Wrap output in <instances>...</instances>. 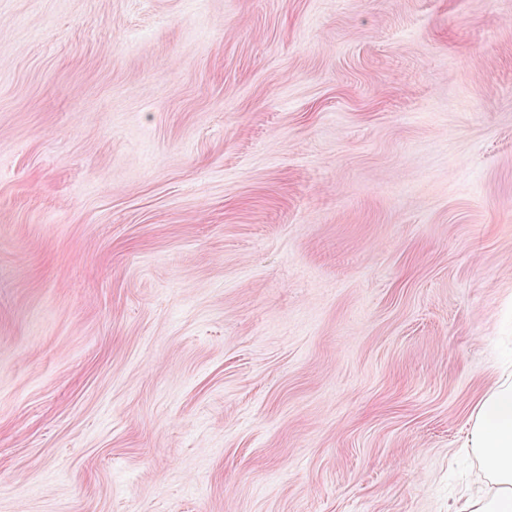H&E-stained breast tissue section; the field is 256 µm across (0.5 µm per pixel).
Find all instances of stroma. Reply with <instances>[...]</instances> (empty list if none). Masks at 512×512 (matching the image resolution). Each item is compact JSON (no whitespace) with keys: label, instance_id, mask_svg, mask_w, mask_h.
Segmentation results:
<instances>
[{"label":"stroma","instance_id":"obj_1","mask_svg":"<svg viewBox=\"0 0 512 512\" xmlns=\"http://www.w3.org/2000/svg\"><path fill=\"white\" fill-rule=\"evenodd\" d=\"M512 368V0H0V512H452Z\"/></svg>","mask_w":512,"mask_h":512}]
</instances>
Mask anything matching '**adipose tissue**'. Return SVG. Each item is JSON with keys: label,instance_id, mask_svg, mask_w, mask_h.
I'll return each mask as SVG.
<instances>
[{"label": "adipose tissue", "instance_id": "obj_1", "mask_svg": "<svg viewBox=\"0 0 512 512\" xmlns=\"http://www.w3.org/2000/svg\"><path fill=\"white\" fill-rule=\"evenodd\" d=\"M466 446L488 478L489 492L454 512H512V380H500L475 405Z\"/></svg>", "mask_w": 512, "mask_h": 512}]
</instances>
